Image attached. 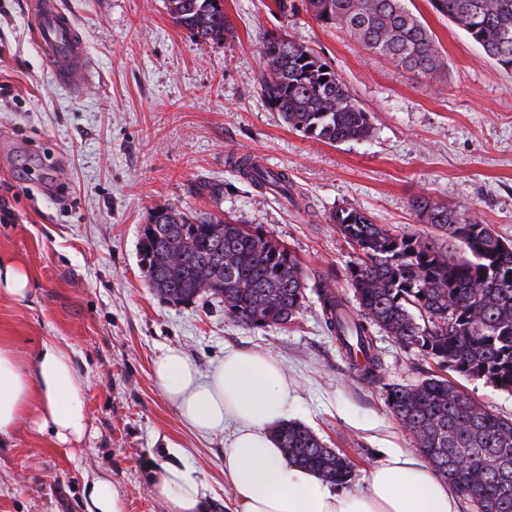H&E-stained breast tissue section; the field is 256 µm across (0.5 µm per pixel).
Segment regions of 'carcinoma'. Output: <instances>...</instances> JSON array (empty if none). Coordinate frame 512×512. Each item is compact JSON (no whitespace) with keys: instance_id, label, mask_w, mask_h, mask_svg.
<instances>
[{"instance_id":"carcinoma-1","label":"carcinoma","mask_w":512,"mask_h":512,"mask_svg":"<svg viewBox=\"0 0 512 512\" xmlns=\"http://www.w3.org/2000/svg\"><path fill=\"white\" fill-rule=\"evenodd\" d=\"M409 0H304L305 11L336 28L397 69L441 77L447 57ZM174 23L199 44L224 39L229 20L224 0H164ZM483 53L512 71V0H430ZM265 69L261 90L289 127L324 143L361 141L372 116L361 108L336 71L308 46L281 32L261 41ZM228 166L250 185L285 196L296 194L288 172L271 170L254 157L231 156ZM417 218L459 242L463 256L442 252L418 238L398 237L366 212L341 208L332 216L359 252L348 288L359 314L331 285H314L327 330L361 377L379 378L381 360L372 327L415 345L444 369L512 392V249L462 206L425 195L412 199ZM472 224L461 237L455 225ZM142 261L150 288L178 305L210 297L224 315L248 329L284 327L305 299V273L287 247L262 227L211 212L154 211L141 233ZM387 406L410 430L419 452L447 465L448 486L469 496L476 512H512V419L475 405L449 379L433 374L387 392ZM275 435L288 459L337 484L354 471L350 457L331 449L298 422H284ZM507 457L494 464L490 454Z\"/></svg>"}]
</instances>
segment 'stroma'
<instances>
[{"mask_svg":"<svg viewBox=\"0 0 512 512\" xmlns=\"http://www.w3.org/2000/svg\"><path fill=\"white\" fill-rule=\"evenodd\" d=\"M224 0L230 31L198 46L164 0H57L84 39L90 85L58 84L35 42L27 0H0V257L24 267L26 303L0 297V339L26 357L54 337L85 377L89 433L65 453L19 424L0 446V512H80L88 475L111 473L124 512H166L146 485L168 445L204 483L210 512H225L224 435H201L156 390L152 363L177 347L201 372L231 350L280 358L295 389L288 418L354 462L345 490H365L379 455L410 448L386 393L437 373L419 347L377 329L380 378L362 380L326 329L314 288L286 328L247 329L203 297L189 305L155 296L141 264L150 213L173 207L259 225L290 249L308 278L350 295L357 251L331 213L365 211L400 237L448 239L418 223L423 194L460 205L512 240V72L489 60L429 0H413L448 57L441 78L399 70L291 0ZM278 31L312 48L373 117L362 141L328 144L285 124L260 84L263 35ZM251 154L287 170L289 200L241 180L226 159ZM224 186L217 202L199 191Z\"/></svg>","mask_w":512,"mask_h":512,"instance_id":"stroma-1","label":"stroma"}]
</instances>
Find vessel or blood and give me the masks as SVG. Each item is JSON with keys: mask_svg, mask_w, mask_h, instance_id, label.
I'll list each match as a JSON object with an SVG mask.
<instances>
[{"mask_svg": "<svg viewBox=\"0 0 512 512\" xmlns=\"http://www.w3.org/2000/svg\"><path fill=\"white\" fill-rule=\"evenodd\" d=\"M30 25L34 39L57 82L81 88L88 75L86 45L71 18L56 0H31Z\"/></svg>", "mask_w": 512, "mask_h": 512, "instance_id": "b4317fda", "label": "vessel or blood"}]
</instances>
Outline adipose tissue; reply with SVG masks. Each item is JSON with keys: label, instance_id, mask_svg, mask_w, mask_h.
Here are the masks:
<instances>
[{"label": "adipose tissue", "instance_id": "obj_1", "mask_svg": "<svg viewBox=\"0 0 512 512\" xmlns=\"http://www.w3.org/2000/svg\"><path fill=\"white\" fill-rule=\"evenodd\" d=\"M153 377L192 431L227 434V512H458L447 482L423 458L401 448L386 453L372 468L367 489L357 493L289 462L274 428L285 416L292 383L269 353L228 352L204 375L182 350L170 348L156 358ZM85 385L71 351L58 341L42 340L28 361L0 341V441L24 419L57 448L80 444L88 431ZM147 480L168 512H205L204 486L177 458L152 465ZM83 498V512H124L111 477L87 481Z\"/></svg>", "mask_w": 512, "mask_h": 512}]
</instances>
